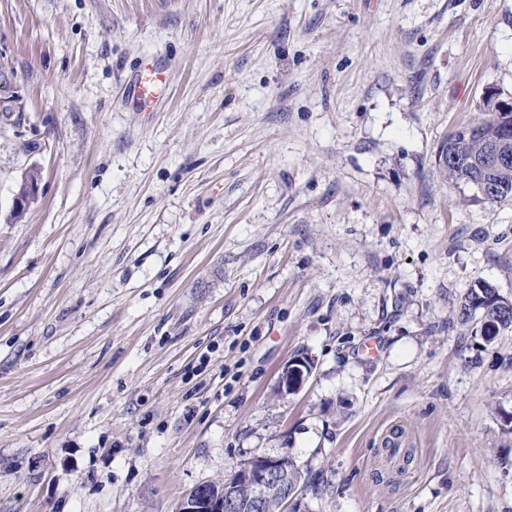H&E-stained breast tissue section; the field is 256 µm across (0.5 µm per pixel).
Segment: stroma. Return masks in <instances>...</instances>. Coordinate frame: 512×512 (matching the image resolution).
<instances>
[{
	"mask_svg": "<svg viewBox=\"0 0 512 512\" xmlns=\"http://www.w3.org/2000/svg\"><path fill=\"white\" fill-rule=\"evenodd\" d=\"M0 70V512H177L255 452L301 512H512V332L456 322L512 300V201L436 166L512 101V0H0ZM166 71L153 61L143 62L135 76L125 88L128 99L133 101L143 112H150L156 105V100L150 95L151 85L162 82ZM477 314L480 315V335L489 344L502 330H512V302L486 282H477L461 298L457 324L466 326L474 321ZM302 362V359H295L284 367L279 381V387L285 393L290 394L288 391L295 392L308 380L309 377L306 376L303 369L298 365Z\"/></svg>",
	"mask_w": 512,
	"mask_h": 512,
	"instance_id": "stroma-1",
	"label": "stroma"
}]
</instances>
